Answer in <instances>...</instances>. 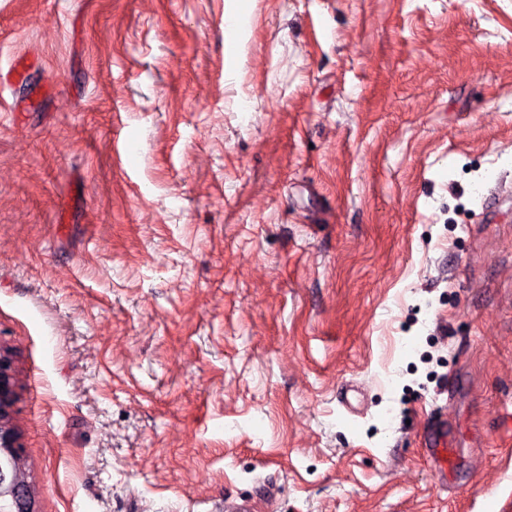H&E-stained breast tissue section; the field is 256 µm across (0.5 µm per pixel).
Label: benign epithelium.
Here are the masks:
<instances>
[{"label": "benign epithelium", "instance_id": "1", "mask_svg": "<svg viewBox=\"0 0 512 512\" xmlns=\"http://www.w3.org/2000/svg\"><path fill=\"white\" fill-rule=\"evenodd\" d=\"M16 400L13 359L0 346V512H35L21 469L23 448L13 424Z\"/></svg>", "mask_w": 512, "mask_h": 512}]
</instances>
